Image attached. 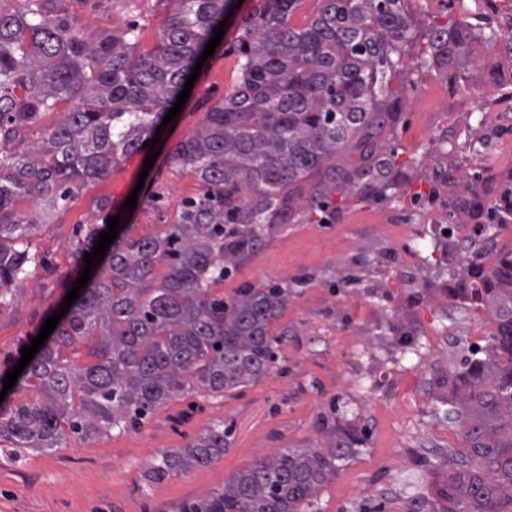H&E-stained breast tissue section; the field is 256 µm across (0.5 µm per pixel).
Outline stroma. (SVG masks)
Masks as SVG:
<instances>
[{
  "label": "stroma",
  "instance_id": "stroma-1",
  "mask_svg": "<svg viewBox=\"0 0 512 512\" xmlns=\"http://www.w3.org/2000/svg\"><path fill=\"white\" fill-rule=\"evenodd\" d=\"M65 13L89 28L134 22L138 49L153 51L178 0H140L126 12L119 0H63ZM243 0L225 23V35L207 58L188 101L161 131L160 154L144 170L145 152L129 156L103 179L59 207L28 240L52 277L18 283L0 308V361L16 357L45 320L64 304L81 269L74 249L81 225L98 223L96 202L111 198L119 221L136 235L172 223L182 200L194 196V173L169 151L201 127L206 100L232 91L238 76L230 48L252 9ZM487 86L467 79L414 73L402 93L403 121L384 134L385 149L414 160L401 202H346L332 224H288L216 287L234 297L245 285L291 288L277 321L286 329L263 378L233 392H187L169 401L138 430L84 437L68 434L63 448L25 451L0 444V512H182L220 491L238 472L290 448L322 444L321 427L354 421L363 442L313 501V512H405L419 495H434L435 463L459 458L466 442L442 402L440 377L461 367L473 350H486L494 326L484 310L448 299L449 269H461L468 241L449 255L445 244L448 181L478 170L512 174V152L488 139L477 111ZM484 140L483 155L470 150ZM136 194L134 211L124 210ZM350 285H342L343 276ZM413 336L400 344L401 330ZM231 430L223 455L205 466L159 482L148 472L163 450L190 445L216 421Z\"/></svg>",
  "mask_w": 512,
  "mask_h": 512
}]
</instances>
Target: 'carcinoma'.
<instances>
[{
    "instance_id": "carcinoma-1",
    "label": "carcinoma",
    "mask_w": 512,
    "mask_h": 512,
    "mask_svg": "<svg viewBox=\"0 0 512 512\" xmlns=\"http://www.w3.org/2000/svg\"><path fill=\"white\" fill-rule=\"evenodd\" d=\"M157 47L138 53L136 28H83L53 0H25L0 11V307L14 286L46 270L26 240L59 202L138 152L177 101L232 0H179ZM300 0H255L233 51L234 92L210 105L202 129L171 150L199 193L153 235L122 226L91 280L61 318L13 390L39 382L44 400L0 402V443L39 451L73 434L135 431L189 390L235 391L274 362L270 328L288 305L280 284L246 285L226 300L212 286L230 277L287 224H334L349 199L400 200L412 162L378 144L402 120L393 78L406 77L413 45L407 0H323L302 29L289 25ZM458 17L433 23L418 68L461 75L474 49L512 54V31L486 10L496 0H456ZM70 102L61 122L40 129L44 113ZM35 199L34 214L13 208ZM459 223L481 234L512 225V183L467 181L448 196ZM108 224L77 238L76 262ZM485 255L448 271L455 306L484 308L495 331L489 350L448 375V414L462 421L465 460L433 469L438 499L414 498L406 512H512V246L490 240ZM165 269L150 286L157 266ZM97 340L81 365L78 354ZM224 423L186 448L166 450L150 471L160 481L224 455ZM318 448H290L236 474L224 489L183 512H308L361 443L347 424L324 431ZM448 502V507L440 501Z\"/></svg>"
}]
</instances>
